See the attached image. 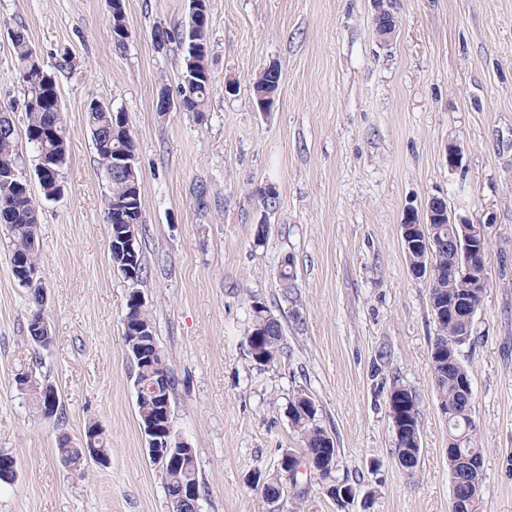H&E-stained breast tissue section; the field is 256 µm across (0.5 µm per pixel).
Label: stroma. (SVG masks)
I'll list each match as a JSON object with an SVG mask.
<instances>
[{
	"label": "stroma",
	"mask_w": 512,
	"mask_h": 512,
	"mask_svg": "<svg viewBox=\"0 0 512 512\" xmlns=\"http://www.w3.org/2000/svg\"><path fill=\"white\" fill-rule=\"evenodd\" d=\"M381 3L397 21L386 41L373 24ZM125 10L132 36L118 51L106 0H0V106L17 128L14 30L45 64L73 60L57 75L70 132L65 190L39 202L49 346L27 335L32 297L0 245V453L18 464L0 484V512H169L122 340L128 285L108 253L106 185L87 123L94 100L133 128L142 292L176 380L173 430L196 453L199 512H363L368 496L370 512H451L448 429L429 373L435 326L401 247L405 208L434 195L487 230L479 341L463 360L484 450L483 512H512V0H209L215 91L201 121L156 110L160 90H177L184 51L175 40L157 47L151 32L184 24L189 0H125ZM269 64L282 82L261 112L250 89ZM266 181L279 192L268 213L253 194ZM287 258L289 282L279 276ZM258 302L281 322L287 348L265 367L248 353ZM29 368L56 386L61 418L18 390ZM395 380L421 411L411 476L392 458ZM300 390L334 439V477L351 485L349 502L306 469L303 498L273 503L259 488L278 479L282 452L301 446L288 416ZM93 421L111 460L71 475L56 436L80 437Z\"/></svg>",
	"instance_id": "1"
}]
</instances>
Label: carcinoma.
<instances>
[{
  "instance_id": "cac0c4a2",
  "label": "carcinoma",
  "mask_w": 512,
  "mask_h": 512,
  "mask_svg": "<svg viewBox=\"0 0 512 512\" xmlns=\"http://www.w3.org/2000/svg\"><path fill=\"white\" fill-rule=\"evenodd\" d=\"M127 27L126 12L109 14V33L113 47L119 51L126 48L128 36L120 33ZM166 40L174 38L186 47L184 67L178 85L179 107L183 112H192L198 117L207 112L213 91L208 67L210 52L209 38L192 37L189 26L165 33ZM16 61V77L23 86L25 96V139L32 144L37 161L56 160L57 176H62L69 156V131L64 111L58 109L55 128L46 133L47 110L42 97L50 86L57 85L55 72L49 69L32 47L25 30L12 35ZM281 72L274 69L260 71L252 84V99L259 107L273 102L280 86ZM88 126L97 163L107 182L105 195L106 212L122 204L126 208L121 224L112 225L110 233L117 234L120 227L142 224V197L140 172L135 166L128 171L112 168V160L121 153L136 150L133 131L128 120L120 118L111 109H87ZM19 134L10 112L0 108V230L8 239L10 262L20 258L38 264L36 232L38 206L33 197L28 178L20 168ZM254 193L262 207L270 209L276 205L278 191L272 184L265 183L255 188ZM448 208L446 200L436 206V222L432 224H404L401 231L402 248L408 272L415 275L420 271L428 273V294L431 317L436 336L431 343L429 368L437 396L438 409L448 424V473L458 481V495L470 501V512H480L484 492V474L477 469L464 470L463 462L483 456L479 444L480 426L476 417V396L465 387L471 385L466 365L461 359L463 349H471L477 342L474 335V318L480 309L487 285L488 267L470 265L468 252L489 247L481 239L486 234L482 224H447L444 213ZM41 316V309H35L28 320L27 332L31 340L40 347H46L53 336H38L33 324ZM133 318L148 325L150 335L146 342L159 347L153 319L148 308L138 309ZM283 329L281 323L271 316L265 307L254 312V322L248 336L249 354L252 360L267 366L274 363L283 353ZM135 381L146 383L161 371L170 373L167 361L160 367L134 362ZM16 383L24 388L41 414L53 407L60 415V398L57 390L48 389L49 379L33 377L23 372ZM175 389L174 378H169L165 389L143 400L136 399L138 420L146 419L155 409L170 408ZM388 400L399 403L398 416L391 419L395 433L394 459L405 472L412 474L419 464V456L409 452L421 447V414L413 394L403 384L395 381L390 387ZM318 409L307 394L301 392L289 402L288 414L292 426L301 435L302 448L298 456L313 458L320 468L334 466L337 448L324 456L320 443L328 436L316 420ZM59 460L74 475L84 472L88 461L81 454L80 443L57 444ZM17 476L16 460L0 453V482L9 484ZM190 480L202 485L196 456L185 462L169 463L164 470L166 496L171 497L180 483Z\"/></svg>"
}]
</instances>
